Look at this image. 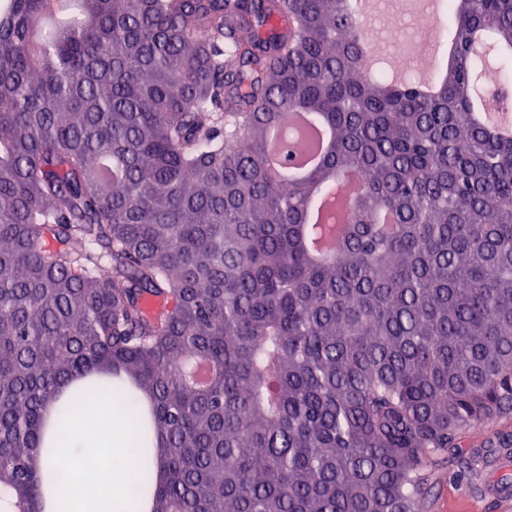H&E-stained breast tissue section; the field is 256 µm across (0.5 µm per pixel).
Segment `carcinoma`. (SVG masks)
I'll return each instance as SVG.
<instances>
[{"mask_svg":"<svg viewBox=\"0 0 512 512\" xmlns=\"http://www.w3.org/2000/svg\"><path fill=\"white\" fill-rule=\"evenodd\" d=\"M343 2L0 0L7 512L104 460L121 512H422L447 459L512 460L460 450L512 413V140L469 118L512 0H446L430 98L366 73ZM291 109L334 131L298 182ZM90 403L134 452L41 468Z\"/></svg>","mask_w":512,"mask_h":512,"instance_id":"carcinoma-1","label":"carcinoma"}]
</instances>
